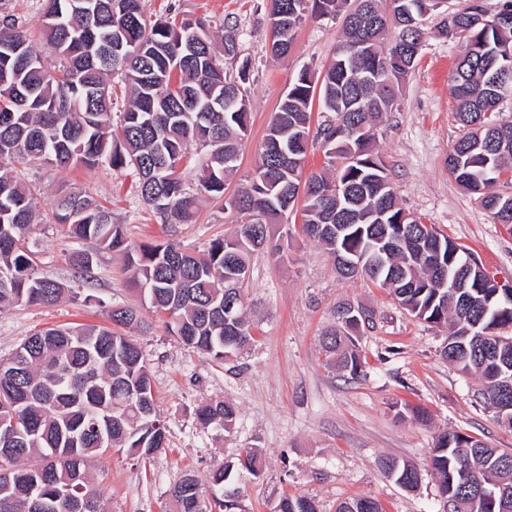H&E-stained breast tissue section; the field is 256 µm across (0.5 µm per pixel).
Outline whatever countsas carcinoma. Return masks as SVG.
<instances>
[{
	"label": "carcinoma",
	"mask_w": 512,
	"mask_h": 512,
	"mask_svg": "<svg viewBox=\"0 0 512 512\" xmlns=\"http://www.w3.org/2000/svg\"><path fill=\"white\" fill-rule=\"evenodd\" d=\"M277 0L270 14L273 55L293 47L297 29L310 18L344 14L334 58L319 76L304 70L271 114L260 161L230 209L244 218L235 232L213 239L193 254L174 243L132 245L112 213L79 194L61 192L53 217L77 238L124 255L129 282L156 312L165 329L185 345L222 361L255 341L243 295L228 285L250 271L251 256L267 247L288 249L290 232L271 245L270 227L288 226L302 213L301 234L318 243L339 275L364 276L390 291L417 319L450 333L442 355L479 375L480 394L497 412L512 406V302L496 296L495 285L471 269L478 260L400 206L382 156L375 127L394 109L398 89L381 78L391 70L405 78L424 46L423 26L438 0ZM443 35H459L464 50L450 80L455 117L466 129L448 155V175L472 194L500 224L512 226V121L494 119L500 101L512 97V23L494 25L478 0L441 21ZM42 35L59 57L48 67L11 16L0 18V307L12 303L51 305L64 288L38 272L26 239L38 223L27 184L5 167L39 161L56 169L132 167L144 202L165 224H193L199 199L179 173L188 147L210 148L198 190L224 196L226 178L237 167L247 136L250 102L248 61L236 75L221 59L239 51L231 35L215 39L202 18L181 22L148 18L141 0H46ZM124 75L131 96L119 122H112L108 76ZM326 116L316 133L310 117L314 99ZM320 145L330 173L303 176L306 158ZM467 288H451L455 276ZM355 325L340 322L326 331L320 348L326 361L352 376L365 362L357 336L374 324L361 308ZM117 326L141 323L131 307L114 308ZM204 428L228 431L236 408L224 400L199 406ZM166 444V427L156 410L150 371L141 347L112 328L74 324L45 328L0 360V512H72L71 504L91 495L95 512H106L100 491L85 475L91 461L117 448L147 456ZM246 462L211 471L206 480L182 479L171 490L175 512H195V497L214 490V506L235 508L225 498L235 469L253 476L262 470L258 451ZM440 493L451 512H503L488 499L502 483L512 489V452L491 448L460 432L438 436L430 459ZM395 483H418L417 471L388 459ZM280 512H317L301 495L285 496ZM336 512H382L370 497L342 501Z\"/></svg>",
	"instance_id": "1"
}]
</instances>
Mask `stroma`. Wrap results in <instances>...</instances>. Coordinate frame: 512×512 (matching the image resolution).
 Masks as SVG:
<instances>
[{
    "label": "stroma",
    "mask_w": 512,
    "mask_h": 512,
    "mask_svg": "<svg viewBox=\"0 0 512 512\" xmlns=\"http://www.w3.org/2000/svg\"><path fill=\"white\" fill-rule=\"evenodd\" d=\"M153 19L203 17L212 31L235 34L239 56L250 63L251 121L248 140L220 199L202 203L193 224H164L138 191L132 169L107 165L58 170L37 162L17 165L35 186L42 221L33 225L29 247L38 271L65 287L52 306L18 303L0 309V359L34 332L73 323L109 325L113 305L138 308L143 321L132 335L152 377L157 410L168 427L167 445L147 457L104 455L90 468L109 512H171L170 491L184 476L205 478L244 449L265 458L260 476L241 473L235 482L236 512H275L287 495L312 499L318 512H336L354 496L372 497L385 512H445L430 456L441 432L459 431L493 448L512 451V429L501 425L478 395L479 379L449 363L441 350L447 329L407 314L388 291L363 279H343L317 242L296 237L285 253H255L245 300L255 342L221 361L187 348L167 333L163 319L129 285L121 255L96 250L55 223L60 190L84 195L110 209L131 242H174L192 252L233 233L237 215L226 206L255 167L257 148L271 112L304 70L319 73L331 60L340 20H308L287 58L270 54L268 0H143ZM441 13L425 20V46L401 84L393 112L377 127L380 153L406 212L467 247L489 273L512 281V228L496 223L480 199L449 177L448 154L462 129L449 80L462 40L444 37ZM77 250L94 254L91 273L70 263ZM372 309L375 324L359 338L366 360L362 375L328 367L318 338L336 322L339 303ZM221 398L238 409L230 431L203 428L196 418L204 402ZM425 409L420 422L413 408ZM393 458L417 468L414 490L382 470Z\"/></svg>",
    "instance_id": "35a3bbf8"
}]
</instances>
